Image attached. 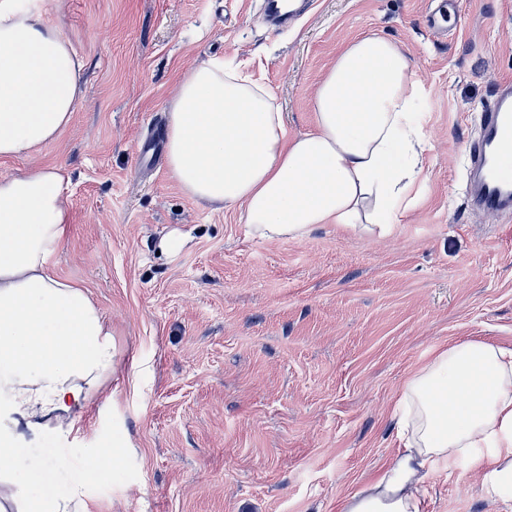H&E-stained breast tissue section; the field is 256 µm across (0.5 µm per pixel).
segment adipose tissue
Segmentation results:
<instances>
[{
    "instance_id": "obj_1",
    "label": "adipose tissue",
    "mask_w": 512,
    "mask_h": 512,
    "mask_svg": "<svg viewBox=\"0 0 512 512\" xmlns=\"http://www.w3.org/2000/svg\"><path fill=\"white\" fill-rule=\"evenodd\" d=\"M81 62L44 0H0V157H26L69 126ZM425 90L396 44L357 36L319 81L316 124L292 136L270 88L211 60L185 71L170 106L172 177L191 199L235 209L262 238L318 225L388 237L413 202L427 143ZM63 167L0 178V512H89L16 466L18 427L73 433V413L111 375L112 326L54 259L69 213ZM394 464L345 512H423L420 486L440 462L468 459L489 500L512 505V349L449 345L406 385Z\"/></svg>"
}]
</instances>
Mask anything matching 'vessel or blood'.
<instances>
[{
    "instance_id": "b4317fda",
    "label": "vessel or blood",
    "mask_w": 512,
    "mask_h": 512,
    "mask_svg": "<svg viewBox=\"0 0 512 512\" xmlns=\"http://www.w3.org/2000/svg\"><path fill=\"white\" fill-rule=\"evenodd\" d=\"M468 194L484 214L512 217V81L499 82L468 149Z\"/></svg>"
}]
</instances>
